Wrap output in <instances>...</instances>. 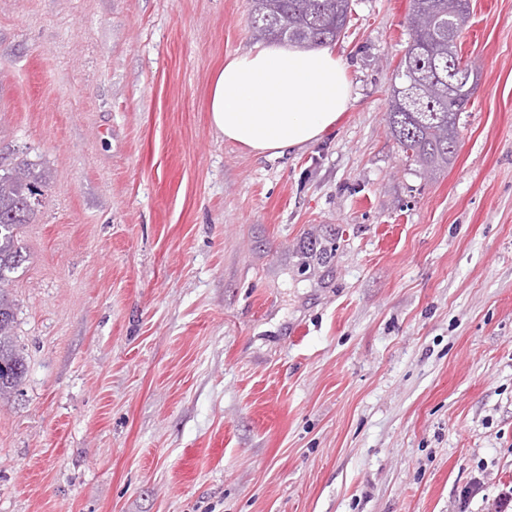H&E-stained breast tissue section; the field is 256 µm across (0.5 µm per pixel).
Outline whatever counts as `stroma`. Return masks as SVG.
I'll use <instances>...</instances> for the list:
<instances>
[{"mask_svg":"<svg viewBox=\"0 0 512 512\" xmlns=\"http://www.w3.org/2000/svg\"><path fill=\"white\" fill-rule=\"evenodd\" d=\"M409 8L353 0L351 109L267 158L208 112L250 0H0V149L47 177L8 285L0 512H495L512 0H470L479 86L434 175L386 120Z\"/></svg>","mask_w":512,"mask_h":512,"instance_id":"obj_1","label":"stroma"}]
</instances>
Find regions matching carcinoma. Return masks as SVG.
Here are the masks:
<instances>
[{
  "label": "carcinoma",
  "instance_id": "carcinoma-1",
  "mask_svg": "<svg viewBox=\"0 0 512 512\" xmlns=\"http://www.w3.org/2000/svg\"><path fill=\"white\" fill-rule=\"evenodd\" d=\"M351 0H252L253 28L263 37L302 47L332 42L343 33ZM435 20L418 30V15ZM470 14V0H412L407 16L410 40L397 65L386 119L406 158L426 172L448 166L462 133L460 119L475 95L478 82H461L448 65L463 64L458 40ZM43 182L35 164L0 151V397L15 390L27 372L13 342L15 312L5 285L26 262L20 229L32 223Z\"/></svg>",
  "mask_w": 512,
  "mask_h": 512
}]
</instances>
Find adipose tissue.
Segmentation results:
<instances>
[{"instance_id": "1", "label": "adipose tissue", "mask_w": 512, "mask_h": 512, "mask_svg": "<svg viewBox=\"0 0 512 512\" xmlns=\"http://www.w3.org/2000/svg\"><path fill=\"white\" fill-rule=\"evenodd\" d=\"M347 65L331 46L277 43L229 57L213 79V127L269 158L320 141L353 105Z\"/></svg>"}]
</instances>
